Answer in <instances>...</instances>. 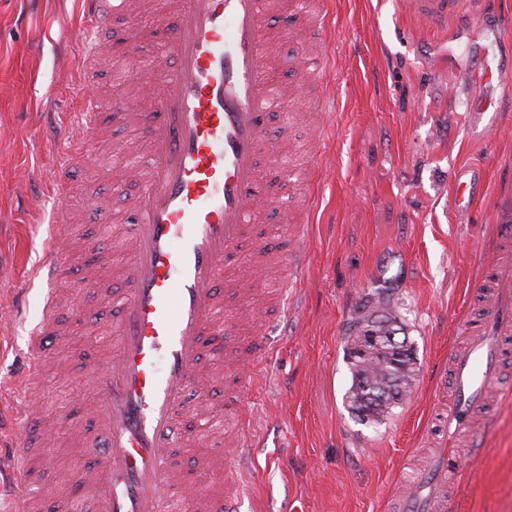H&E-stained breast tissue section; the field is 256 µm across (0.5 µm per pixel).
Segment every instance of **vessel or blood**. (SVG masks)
I'll return each mask as SVG.
<instances>
[{"instance_id": "vessel-or-blood-1", "label": "vessel or blood", "mask_w": 512, "mask_h": 512, "mask_svg": "<svg viewBox=\"0 0 512 512\" xmlns=\"http://www.w3.org/2000/svg\"><path fill=\"white\" fill-rule=\"evenodd\" d=\"M111 2L79 0L83 28L107 21ZM490 7V0H406L418 22L443 33ZM267 17L266 0H176L173 19L152 20L178 60L153 86L152 111L135 114V100L123 93L108 100L87 97L91 81L83 68L72 83L70 120L46 131L63 156L48 187L55 220L44 227L43 259L30 276L50 293L70 264L60 228L71 211L72 172L97 161L91 143L97 108L136 115L148 145L144 166L134 172L141 190L131 202L136 221L125 239L121 315L112 355L96 372L95 428L83 448L96 465L77 477L78 491L69 497L44 490L56 512H81L86 496L97 512H167L166 491L179 482L172 458L186 393L223 383L197 372L205 339L224 333V289L252 288L258 261L271 252L269 244L252 243L249 231L265 204L259 160L268 149L263 114L273 92ZM308 251L307 238L293 236L280 257L284 274L302 275ZM474 295L480 308L463 324L469 342L449 356L437 381L434 412L448 433L444 450L407 482L393 502L395 512H447L448 473L457 467L454 441L469 435L478 452L492 437L491 426L475 425L474 417L487 413L486 398L503 389V367L512 360L511 224L497 226L493 260ZM55 305L50 296L30 333L34 363H41L52 334ZM270 352L268 341L257 336L246 358L226 360L239 391L257 392L252 369ZM236 418L237 427L224 438V455L234 461L228 470L233 483L246 475L257 446L253 414L240 411ZM41 440V423L22 413L7 460L16 482L28 480L33 447ZM244 501L240 491L207 500L194 491L182 509L242 512Z\"/></svg>"}]
</instances>
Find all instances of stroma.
Returning <instances> with one entry per match:
<instances>
[{
  "instance_id": "35a3bbf8",
  "label": "stroma",
  "mask_w": 512,
  "mask_h": 512,
  "mask_svg": "<svg viewBox=\"0 0 512 512\" xmlns=\"http://www.w3.org/2000/svg\"><path fill=\"white\" fill-rule=\"evenodd\" d=\"M77 0H0V291L10 292L43 257L39 226L51 202L31 194L47 182L56 156L33 137L39 111L70 112L67 72L82 55L74 25ZM318 15L337 41L308 44L301 20ZM135 15L113 12L96 35L97 95L120 88L150 111L149 91L161 76L153 60L173 65L151 33L141 44L143 66L125 55ZM272 83L288 90L264 115L286 152L272 155L264 182L271 204L258 230L271 245L286 223L282 180L315 202L299 228L309 241L304 279L288 291V322L271 333L276 348L266 387L252 404L262 445L249 472L256 512H388L400 480L436 450L441 430L432 416L441 364L465 338L458 324L471 311V290L492 257L495 227L512 221V27L496 14L439 35L419 27L402 0H269ZM473 74L500 70L493 83L466 84ZM336 99L325 119L324 169L308 163L309 114L318 97ZM138 129L103 113L94 147L99 164L74 182L95 181L100 197L74 194L66 242L79 254L61 283L59 335L48 340L49 362L35 404L52 419L46 433L48 475L68 485L95 462L82 452L93 422V372L110 355L109 328L120 313L121 256L81 250L85 241L120 239L133 223L138 183L112 190L114 168ZM472 180L467 212L454 206L459 173ZM90 274L95 288L74 282ZM384 296L413 349L415 372L402 400L381 421L349 407L351 370L346 324L367 299ZM26 322L0 323V408L25 398L13 387L28 355ZM210 414L195 432L201 450H181L173 463L195 469L219 452L234 415L223 389L209 395ZM494 432L483 453L461 446L449 477L450 512H512V397L499 400Z\"/></svg>"
}]
</instances>
